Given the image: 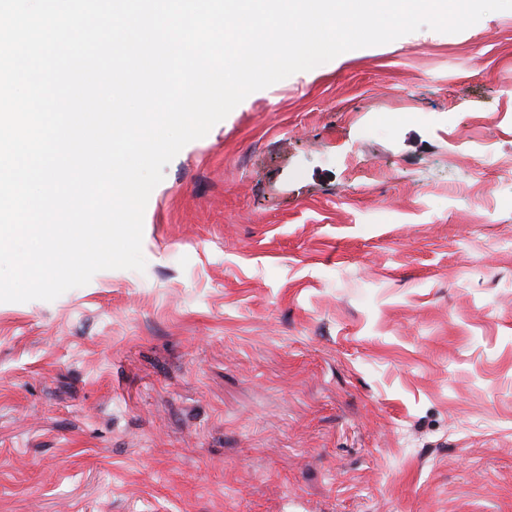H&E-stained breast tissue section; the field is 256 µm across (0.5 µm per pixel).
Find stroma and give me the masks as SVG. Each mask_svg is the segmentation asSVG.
I'll return each mask as SVG.
<instances>
[{"label":"stroma","mask_w":512,"mask_h":512,"mask_svg":"<svg viewBox=\"0 0 512 512\" xmlns=\"http://www.w3.org/2000/svg\"><path fill=\"white\" fill-rule=\"evenodd\" d=\"M163 172L144 270L0 303V512H512V10Z\"/></svg>","instance_id":"1"}]
</instances>
